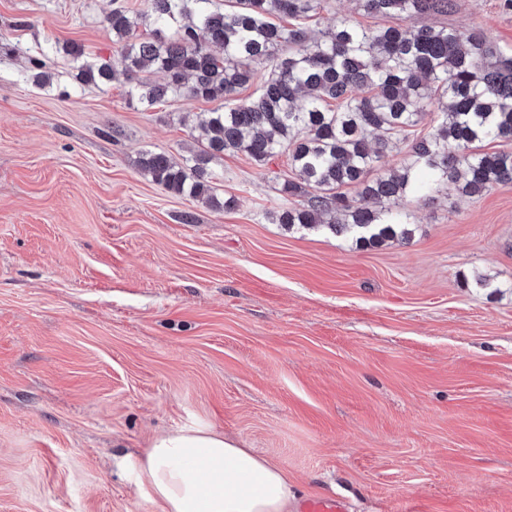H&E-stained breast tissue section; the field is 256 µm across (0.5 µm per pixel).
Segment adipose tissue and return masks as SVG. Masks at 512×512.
Masks as SVG:
<instances>
[{
    "mask_svg": "<svg viewBox=\"0 0 512 512\" xmlns=\"http://www.w3.org/2000/svg\"><path fill=\"white\" fill-rule=\"evenodd\" d=\"M135 484L162 512H291L287 473L215 430L156 437L128 465Z\"/></svg>",
    "mask_w": 512,
    "mask_h": 512,
    "instance_id": "ef3b65f1",
    "label": "adipose tissue"
}]
</instances>
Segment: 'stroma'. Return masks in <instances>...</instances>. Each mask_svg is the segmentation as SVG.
Masks as SVG:
<instances>
[{"instance_id": "stroma-1", "label": "stroma", "mask_w": 512, "mask_h": 512, "mask_svg": "<svg viewBox=\"0 0 512 512\" xmlns=\"http://www.w3.org/2000/svg\"><path fill=\"white\" fill-rule=\"evenodd\" d=\"M116 4L0 0V512H160L118 462L181 429L348 512H512V184L407 197L410 242L366 249L272 221L284 154L215 164L234 209L173 195L137 160L188 157L211 103L143 110L57 51L120 57ZM440 22L512 49L504 0Z\"/></svg>"}]
</instances>
